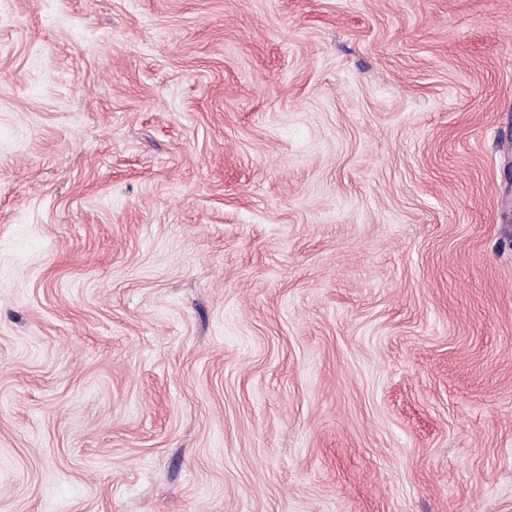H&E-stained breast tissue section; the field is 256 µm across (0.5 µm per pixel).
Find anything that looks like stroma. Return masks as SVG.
Masks as SVG:
<instances>
[{
    "label": "stroma",
    "mask_w": 512,
    "mask_h": 512,
    "mask_svg": "<svg viewBox=\"0 0 512 512\" xmlns=\"http://www.w3.org/2000/svg\"><path fill=\"white\" fill-rule=\"evenodd\" d=\"M0 512H512V0H0Z\"/></svg>",
    "instance_id": "stroma-1"
}]
</instances>
